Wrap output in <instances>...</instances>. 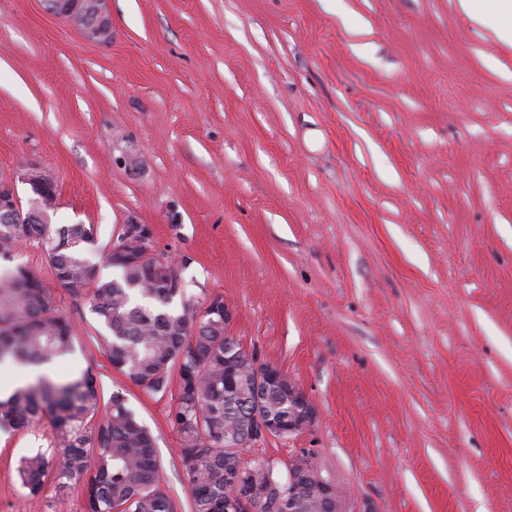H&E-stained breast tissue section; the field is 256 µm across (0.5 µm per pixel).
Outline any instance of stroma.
Wrapping results in <instances>:
<instances>
[{"label":"stroma","instance_id":"35a3bbf8","mask_svg":"<svg viewBox=\"0 0 512 512\" xmlns=\"http://www.w3.org/2000/svg\"><path fill=\"white\" fill-rule=\"evenodd\" d=\"M86 41L41 0H0V170L52 173L55 224L127 222L222 295L231 333L308 395L314 425L243 458L312 450L351 512H512V17L475 0H108ZM133 156L136 169L122 159ZM54 378L92 368L157 441L190 512L170 396L90 340L89 298ZM48 422L0 432V512H83L17 463Z\"/></svg>","mask_w":512,"mask_h":512}]
</instances>
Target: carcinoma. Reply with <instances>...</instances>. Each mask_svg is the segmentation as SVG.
Masks as SVG:
<instances>
[{
	"instance_id": "cac0c4a2",
	"label": "carcinoma",
	"mask_w": 512,
	"mask_h": 512,
	"mask_svg": "<svg viewBox=\"0 0 512 512\" xmlns=\"http://www.w3.org/2000/svg\"><path fill=\"white\" fill-rule=\"evenodd\" d=\"M22 242L41 246L48 267L71 296L91 293L92 311L105 332L92 340L112 366L140 390L166 395L172 376L178 387L169 416L179 434L177 453L191 494V512H225L233 492L250 494L254 512H283L288 478L278 462L241 467L235 448L224 447V430H236L249 408L250 376L237 371L224 384V300L219 310L174 306L180 288L153 281L154 268L115 265L117 279L95 278L86 253L97 248L91 224H1L0 259L10 261ZM71 320L58 311L52 289L30 268L17 266L0 279V364L40 365L73 352ZM55 431L62 462L55 482L79 487L85 512H177L159 483L156 440L116 392L104 400L92 367L63 381L41 379L0 399V431H18L42 420ZM49 463L41 451L18 466L28 495L39 497Z\"/></svg>"
}]
</instances>
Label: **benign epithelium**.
<instances>
[{"instance_id": "benign-epithelium-1", "label": "benign epithelium", "mask_w": 512, "mask_h": 512, "mask_svg": "<svg viewBox=\"0 0 512 512\" xmlns=\"http://www.w3.org/2000/svg\"><path fill=\"white\" fill-rule=\"evenodd\" d=\"M108 0H43L44 10L63 20L79 31L86 39L106 43L112 40V23L107 11ZM27 188V196L20 195L19 187ZM57 188L53 176L44 169L30 164L0 173V220L5 224H26L35 219L41 224L49 221L50 210L56 207ZM152 259L161 264L164 283L174 288L182 287L179 268L167 264L161 254L152 249L151 231L132 221L120 243L112 248V262L127 264L143 263ZM257 391L267 394L284 389L288 391V427L283 421L260 409L253 411L250 419L252 440L274 438L285 433L295 434L310 427L315 418L314 407L296 383L279 367H259L254 364ZM313 470L306 469V472ZM317 494L322 505L321 512H348L345 497L337 487L315 470Z\"/></svg>"}]
</instances>
